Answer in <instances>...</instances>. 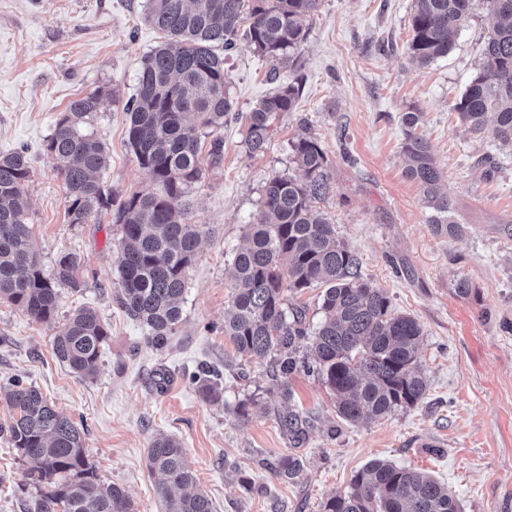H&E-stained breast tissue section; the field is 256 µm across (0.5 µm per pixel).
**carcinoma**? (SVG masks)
Returning <instances> with one entry per match:
<instances>
[{
	"label": "carcinoma",
	"mask_w": 512,
	"mask_h": 512,
	"mask_svg": "<svg viewBox=\"0 0 512 512\" xmlns=\"http://www.w3.org/2000/svg\"><path fill=\"white\" fill-rule=\"evenodd\" d=\"M322 0H149L147 20L164 40L143 59L136 94L124 106L128 145L158 190L133 192L118 201L96 179L107 162L103 142L84 130L97 111L102 91L70 103L48 138L46 150L66 161L61 176L70 224H88L103 212L121 228L116 267L119 306L139 321L148 342L166 346L181 321L187 269L201 239L198 225L186 220L188 190L203 176L202 139L224 127L234 111L227 90L225 55L244 39L277 66L294 65L307 38L308 24ZM474 0H415L410 18L412 58L428 64L448 54L452 36L470 14ZM491 34L485 65L467 85L454 108L475 133L512 144V0H490ZM224 48V54L218 48ZM302 84L290 83L261 99L246 113L245 145L264 150L278 115L295 110ZM402 145L407 176L416 181L432 226L459 231L441 174L427 139L416 133L422 113L407 112ZM303 179L276 175L263 188L247 244L233 258L224 336L242 356L279 352V376L297 368L296 353L310 347L306 368L317 373L335 396L336 413L346 421L380 419L424 399L428 384L417 357L421 328L395 312L384 289L360 275V262L339 239L315 202L330 191L327 158L318 140L300 135L292 144ZM25 152L0 156V300L31 320H55L60 288L79 290L74 272L79 255L69 252L43 271L27 223ZM324 286L322 322L308 336L305 307L287 295ZM108 327L96 312L76 309L54 334L57 360L85 379L99 370ZM203 396L219 399L218 375L196 376ZM5 403L13 414L9 440L30 460L25 475L35 489L27 512H135L120 487L104 482L88 461L84 432L60 415L38 388L7 383ZM148 467L161 480L157 493L165 512H213L209 497L196 488L185 451L172 437H156L147 450ZM299 458L278 461L276 473L293 480ZM322 512H459L448 487L428 473L377 460L358 471L346 492L322 505Z\"/></svg>",
	"instance_id": "carcinoma-1"
}]
</instances>
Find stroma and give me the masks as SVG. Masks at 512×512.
Listing matches in <instances>:
<instances>
[{
    "instance_id": "stroma-1",
    "label": "stroma",
    "mask_w": 512,
    "mask_h": 512,
    "mask_svg": "<svg viewBox=\"0 0 512 512\" xmlns=\"http://www.w3.org/2000/svg\"><path fill=\"white\" fill-rule=\"evenodd\" d=\"M147 3L0 0V155L22 150L29 158L27 221L44 271L77 253L82 285L61 288L49 324L0 302V384L22 378L84 428L89 460L136 512H163L147 468L161 433L180 442L214 512H322L373 460L431 474L459 512H512V146L469 131L453 108L483 63L488 0H475L449 53L426 65L407 50L414 0H323L292 68L273 69L244 42L227 55L236 114L217 132L221 165L201 151L203 177L186 196L201 243L187 270L182 320L161 349L116 301L120 226L106 213L68 223L64 162L46 149L70 102L103 89L87 124L107 152L97 178L120 200L154 191L127 146L124 110L143 57L162 40L146 20ZM297 78L295 111L276 119L264 153L250 154L246 113ZM407 112L423 115L418 132L432 146L462 226L457 236L433 232L422 192L405 174ZM305 133L328 160L331 189L319 210L358 256L362 276L422 329L426 396L374 422L343 420L317 374L300 368L273 377L269 359L239 355L224 335L234 253L265 183L298 175L291 144ZM463 278L471 295L456 291ZM84 305L110 330L92 380L52 352L54 333ZM203 364L222 373L220 402L205 400L190 379ZM292 411L302 420L298 439L281 423ZM10 421L0 399V512H26L20 488L30 463L2 433ZM288 454L303 467L284 481L274 465Z\"/></svg>"
}]
</instances>
